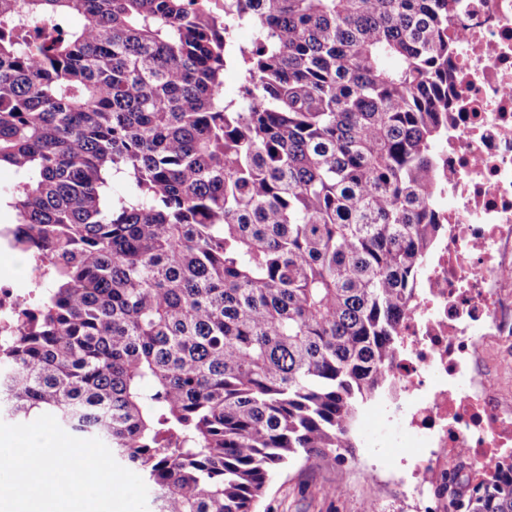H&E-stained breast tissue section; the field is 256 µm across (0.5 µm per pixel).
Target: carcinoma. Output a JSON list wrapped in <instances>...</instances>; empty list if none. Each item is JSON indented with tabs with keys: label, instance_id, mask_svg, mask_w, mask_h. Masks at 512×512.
<instances>
[{
	"label": "carcinoma",
	"instance_id": "carcinoma-1",
	"mask_svg": "<svg viewBox=\"0 0 512 512\" xmlns=\"http://www.w3.org/2000/svg\"><path fill=\"white\" fill-rule=\"evenodd\" d=\"M457 8L0 0L6 204L45 261L0 415L100 439L153 512H257L342 459L438 228ZM446 512H512V462Z\"/></svg>",
	"mask_w": 512,
	"mask_h": 512
}]
</instances>
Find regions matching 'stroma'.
Wrapping results in <instances>:
<instances>
[{
	"label": "stroma",
	"mask_w": 512,
	"mask_h": 512,
	"mask_svg": "<svg viewBox=\"0 0 512 512\" xmlns=\"http://www.w3.org/2000/svg\"><path fill=\"white\" fill-rule=\"evenodd\" d=\"M381 420L361 410L356 421L354 446L343 460L326 458L312 464L295 462L270 485L265 512H363L370 499L369 478L363 469L381 460L399 461L402 449L391 447L382 435ZM342 494H331L333 486Z\"/></svg>",
	"instance_id": "1"
}]
</instances>
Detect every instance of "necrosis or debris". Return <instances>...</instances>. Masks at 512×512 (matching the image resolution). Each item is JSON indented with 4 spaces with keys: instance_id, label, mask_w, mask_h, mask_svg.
<instances>
[{
    "instance_id": "necrosis-or-debris-1",
    "label": "necrosis or debris",
    "mask_w": 512,
    "mask_h": 512,
    "mask_svg": "<svg viewBox=\"0 0 512 512\" xmlns=\"http://www.w3.org/2000/svg\"><path fill=\"white\" fill-rule=\"evenodd\" d=\"M454 83L442 169L441 230L430 247L398 326L400 350L385 378L396 398L371 401L412 454L372 482L375 498L442 512L448 499L435 474L465 494L477 469L512 457V400L506 367L485 360L512 348V0H459L448 22ZM38 275L24 287L0 283V339Z\"/></svg>"
}]
</instances>
